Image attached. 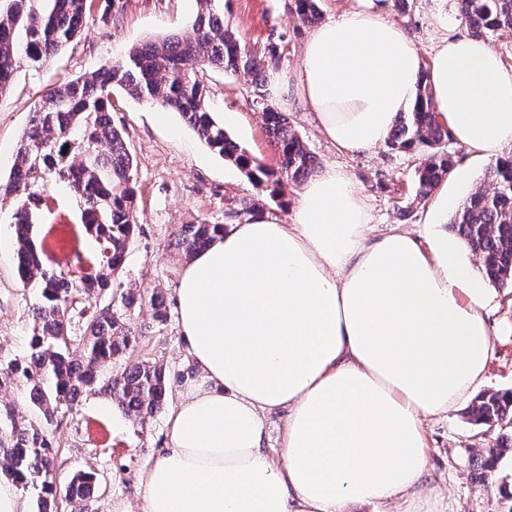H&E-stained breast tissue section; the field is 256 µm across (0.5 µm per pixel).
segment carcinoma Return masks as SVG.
<instances>
[{
  "label": "carcinoma",
  "mask_w": 512,
  "mask_h": 512,
  "mask_svg": "<svg viewBox=\"0 0 512 512\" xmlns=\"http://www.w3.org/2000/svg\"><path fill=\"white\" fill-rule=\"evenodd\" d=\"M0 0V94L10 88L15 66L39 63L81 33L95 0ZM193 35H169L129 49L122 58L50 89L34 107L17 151L9 179L0 193L19 201L14 214L16 275L25 287L38 290L30 352L22 360L0 364V384L6 380L31 387L34 401L50 420L64 404L86 391H103L128 415L144 424L160 411L175 383L192 373L171 374L165 367L142 361L104 381L102 367L138 342L126 316L135 306L153 311L163 324L168 312L155 290L135 294L115 289L134 233V159L124 132L112 123V89L121 87L138 101L178 112L207 146L234 161L260 182L283 185L314 170L315 158L287 118L262 104L267 132L279 156V167H264L241 148L209 112L203 74L218 69L252 77L260 97L267 68L279 59L270 42L257 51L224 26V0H198ZM462 17L472 36L488 40L512 34V0H461ZM290 13L303 25L322 18L319 0H289ZM416 104L402 112L390 137L398 149L426 152L418 169L416 195H431L453 168L441 151L451 139L436 118V107L423 80H418ZM55 178L80 196L89 216L87 228L105 244L98 271L81 278L47 269L30 235L36 210L43 203L45 183ZM486 186L475 190L451 221L455 233L482 261L484 277L498 285L512 284V154L500 158L484 175ZM223 224H186L176 246L191 256L224 233ZM470 415L488 428L499 429L488 456L480 461V479L491 486L498 463L512 450V398L485 391ZM0 467L24 490L36 493L35 512H58L54 455L45 433L25 424L9 407L0 409ZM96 478L77 473L65 486L64 502L84 512L93 497Z\"/></svg>",
  "instance_id": "obj_1"
}]
</instances>
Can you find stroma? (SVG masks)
<instances>
[{
	"mask_svg": "<svg viewBox=\"0 0 512 512\" xmlns=\"http://www.w3.org/2000/svg\"><path fill=\"white\" fill-rule=\"evenodd\" d=\"M288 3L224 0L225 26L247 45L260 48L274 35L283 37L279 61L272 69L279 82L266 84L267 104L287 117L315 156L318 169L335 166L352 176L367 199L376 233L397 227L423 235L432 201L415 195L422 152L395 149L386 142L365 153L338 151L321 134L314 113L285 104L279 86L300 67L302 48L311 32L289 13ZM374 7L385 20L407 29L426 67L438 44L465 26L461 0H410L403 13L393 9L392 0H374ZM198 10V0H96L78 44L62 48L43 64H20L10 89L0 95V180L9 177L40 95L56 83L120 59L132 45L173 31H190ZM204 84L206 103L215 120H223L228 112L237 113V124L227 129L229 136L260 164L276 167L277 154L261 106L254 102L250 76L211 70ZM156 111V106L135 101L122 89L112 92V120L125 131L135 160L136 188L135 233L117 279L135 291L159 290L171 305L187 261L175 246V234L182 225L225 224L229 211L245 209L284 221L300 186L255 183L235 163L211 151L179 113L167 112L161 122ZM44 195L33 238L45 265L78 277L90 274V266L76 263L77 256L99 251L96 236L82 222L83 203L59 182H48ZM16 208L10 200L0 205V360L5 362L28 353L37 301L35 290L23 287L15 276ZM488 320L494 327V354L482 388L512 393V285L498 288ZM127 322L142 339L103 367L104 376L141 361L158 363L171 372L190 366L176 314H169L166 324L160 325L148 308H135ZM1 404L12 406L49 435L59 482L80 471L95 474L99 490L88 502V512H113L121 503L140 512L141 480L167 444V411L143 424L109 397L89 394L49 423L31 402L28 390L12 382L0 386ZM469 408L465 402L424 423L429 455L425 483L432 491L431 512H512V458L504 457L499 463L494 487L478 481L477 463L493 437L483 427L470 424Z\"/></svg>",
	"mask_w": 512,
	"mask_h": 512,
	"instance_id": "stroma-1",
	"label": "stroma"
}]
</instances>
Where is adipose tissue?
<instances>
[{
    "mask_svg": "<svg viewBox=\"0 0 512 512\" xmlns=\"http://www.w3.org/2000/svg\"><path fill=\"white\" fill-rule=\"evenodd\" d=\"M421 59L371 0L318 25L289 102L314 112L337 150L390 136L416 101ZM428 85L439 119L476 158L512 146V66L457 32L437 46ZM462 170L428 216L427 241L374 235L351 176L304 184L289 223L232 224L183 267L178 325L197 372L168 416V446L142 483V512H351L403 501L422 512L427 417L485 379L495 298L444 226ZM285 411L284 462L267 417Z\"/></svg>",
    "mask_w": 512,
    "mask_h": 512,
    "instance_id": "obj_1",
    "label": "adipose tissue"
}]
</instances>
